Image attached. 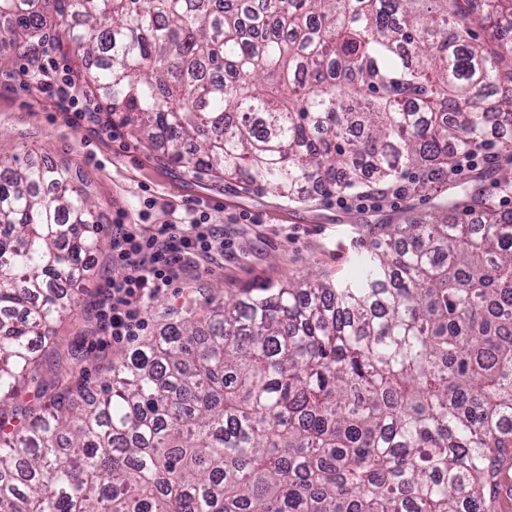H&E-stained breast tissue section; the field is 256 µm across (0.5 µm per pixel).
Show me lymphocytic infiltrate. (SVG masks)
Here are the masks:
<instances>
[{"mask_svg":"<svg viewBox=\"0 0 512 512\" xmlns=\"http://www.w3.org/2000/svg\"><path fill=\"white\" fill-rule=\"evenodd\" d=\"M223 252V235L217 234L204 215L187 227L160 224L150 229L141 224H114L112 260L123 274L108 285L98 312L102 327L116 340L137 335L145 298L177 280L197 258Z\"/></svg>","mask_w":512,"mask_h":512,"instance_id":"1","label":"lymphocytic infiltrate"}]
</instances>
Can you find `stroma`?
Listing matches in <instances>:
<instances>
[{
    "instance_id": "stroma-1",
    "label": "stroma",
    "mask_w": 512,
    "mask_h": 512,
    "mask_svg": "<svg viewBox=\"0 0 512 512\" xmlns=\"http://www.w3.org/2000/svg\"><path fill=\"white\" fill-rule=\"evenodd\" d=\"M82 70L69 40L57 34L31 51L0 52V154L68 164L74 182L86 187L102 216L104 240L76 315L56 325L54 344L41 352L5 411L39 406L38 390L59 383L103 384L113 362L159 332L189 299L221 301L311 272L333 281L349 278L370 226L401 224L433 212L444 194L436 183L421 195L390 193L344 207L336 195L313 187L303 200L291 202L236 179L193 175L162 147L137 141L129 126L113 120L83 86L75 88L74 112H64L54 92ZM203 212L224 235L223 256L200 260L147 299L137 336L115 342L103 335L98 310L106 284L122 274L112 263L113 224H188Z\"/></svg>"
}]
</instances>
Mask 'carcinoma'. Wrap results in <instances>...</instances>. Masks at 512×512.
Segmentation results:
<instances>
[{
    "instance_id": "carcinoma-1",
    "label": "carcinoma",
    "mask_w": 512,
    "mask_h": 512,
    "mask_svg": "<svg viewBox=\"0 0 512 512\" xmlns=\"http://www.w3.org/2000/svg\"><path fill=\"white\" fill-rule=\"evenodd\" d=\"M469 2L0 0V48L64 32L88 92L193 173L291 202L473 182L378 225L351 278L190 301L100 390L1 415L0 512H497L512 216L456 154H512V0ZM99 222L67 165L0 157L1 401L80 306Z\"/></svg>"
}]
</instances>
